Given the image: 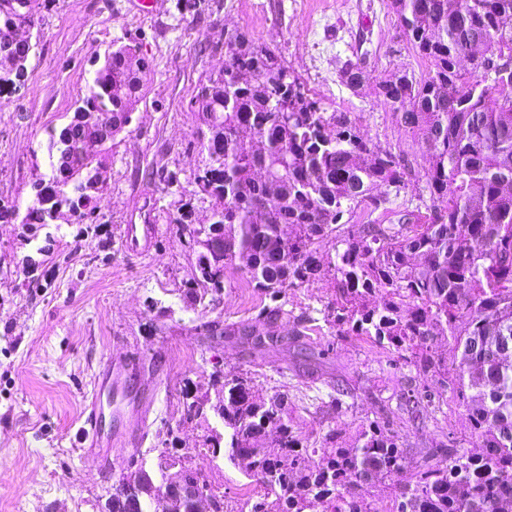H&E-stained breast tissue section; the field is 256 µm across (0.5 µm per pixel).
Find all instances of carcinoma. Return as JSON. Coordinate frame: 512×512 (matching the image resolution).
<instances>
[{
	"instance_id": "obj_1",
	"label": "carcinoma",
	"mask_w": 512,
	"mask_h": 512,
	"mask_svg": "<svg viewBox=\"0 0 512 512\" xmlns=\"http://www.w3.org/2000/svg\"><path fill=\"white\" fill-rule=\"evenodd\" d=\"M403 34L429 64L418 77L402 69L378 84L417 150L379 149L359 136L349 112L322 111L278 57L247 34L224 37V72L196 95L199 152L206 155L195 195L208 201L211 223L179 199L170 223L193 252L184 301L215 302L226 273L269 296L250 319L225 326L227 336L278 342L268 327L289 326L306 345L316 319L293 315L281 294L332 274L336 296L323 320L338 336H362L413 366L423 384L402 395L399 411L416 420L448 391L465 407L483 452L453 440L433 441L411 465L389 417L360 427L350 442L331 430L314 443L288 420V396L257 389L249 376L215 380L218 404H187L196 418L221 412L224 454L248 460L265 488L249 512H512V361L484 360L482 347L512 350V0H389ZM38 0H0V33L33 22ZM483 58L460 68L468 44ZM34 45L0 41V93L16 90ZM70 121L50 133L48 172L31 182L21 224L37 238L59 211L76 214L78 234L99 223L98 200L85 193L100 158L83 150L97 132L94 113L128 123L141 93L145 56L112 43L94 63ZM424 182V215L406 200L395 224H351L369 199L392 205L408 185ZM443 345L456 364L439 354ZM176 477L201 482L187 457ZM392 501L375 506L378 495Z\"/></svg>"
}]
</instances>
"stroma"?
Here are the masks:
<instances>
[{"label": "stroma", "instance_id": "obj_1", "mask_svg": "<svg viewBox=\"0 0 512 512\" xmlns=\"http://www.w3.org/2000/svg\"><path fill=\"white\" fill-rule=\"evenodd\" d=\"M153 7L145 16L134 0H47L31 29L25 83L0 110V198L25 207L34 174L47 169L48 133L84 96L93 60L119 41L149 61L129 124L101 154L100 230L81 238L77 225H61L44 257L22 240L21 224L0 223V512H101L120 476L174 453L190 456L223 495L226 512H239L263 497V486L243 465L213 456L205 424L185 411L186 398L204 393L211 374L248 373L259 389L286 392L298 434L312 440L332 429L352 437L416 374L393 367L391 355L370 342L327 329L311 336L307 351L200 333L203 323L254 317L267 299L234 273L219 300L185 307L191 252L167 219L170 203L197 189L203 157L194 147L195 96L224 68L228 29L272 51L323 111L351 113L372 144L415 151L375 85L403 67L424 75L429 65L412 51L387 0H154ZM357 57L368 80L354 91L338 67ZM163 172L176 182L160 181ZM27 257L38 266L33 284L22 273ZM334 288L326 277L281 300L293 315L313 314ZM121 350L152 355L161 373L142 446L112 449L103 466L78 449L84 397ZM331 378L353 392L333 410L317 398ZM394 429L411 448L446 435L464 449L480 446L448 393L424 423L398 419Z\"/></svg>", "mask_w": 512, "mask_h": 512}]
</instances>
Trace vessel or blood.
<instances>
[{
	"instance_id": "obj_1",
	"label": "vessel or blood",
	"mask_w": 512,
	"mask_h": 512,
	"mask_svg": "<svg viewBox=\"0 0 512 512\" xmlns=\"http://www.w3.org/2000/svg\"><path fill=\"white\" fill-rule=\"evenodd\" d=\"M140 359L130 355H113L98 373L84 409V426L80 435L84 453L101 456L104 448H137L146 436L148 405L130 402L128 393L134 382L144 386L155 384V377H144L139 371ZM111 419L114 430L104 436L102 419Z\"/></svg>"
}]
</instances>
